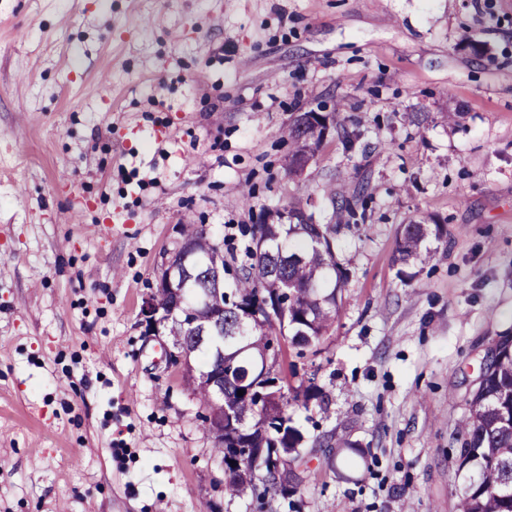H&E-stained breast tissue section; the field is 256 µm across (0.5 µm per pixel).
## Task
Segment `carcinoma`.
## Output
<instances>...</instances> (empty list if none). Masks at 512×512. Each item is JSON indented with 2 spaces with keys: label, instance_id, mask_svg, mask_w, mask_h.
<instances>
[{
  "label": "carcinoma",
  "instance_id": "obj_1",
  "mask_svg": "<svg viewBox=\"0 0 512 512\" xmlns=\"http://www.w3.org/2000/svg\"><path fill=\"white\" fill-rule=\"evenodd\" d=\"M296 222H267L251 229L264 239L261 253L251 252V263L240 273L235 287L226 288L210 269L212 257L220 247L197 225L185 230L196 253L188 260L191 281L182 291L183 316L164 325L176 356L189 361L199 360L194 376L185 377L188 385L206 406L208 430L219 421L229 427L231 410L235 419H246L245 427L234 442L216 443L222 459L239 461L235 468L225 466L224 491L232 497H252L258 512H265L267 496L285 490L287 476H292L297 489L308 478L311 453L304 452L303 436L292 426L288 415L289 399L303 398L304 403L318 398L314 387L285 392V377L278 376L279 385L272 393L278 400L258 399L257 393L237 394L238 372L246 365L247 355L234 357L240 335V305H245L254 319L247 343L252 351L267 352L278 337L299 347H309L325 336L336 320L342 301L345 273L333 251L332 228L315 224L301 213ZM442 239L440 225L407 224L398 248V261L404 265L423 260L430 251L431 241ZM282 293L284 307L281 317L271 319L263 314L262 304ZM211 295L224 305V313L206 335H192L189 316L197 311L200 296ZM224 372V385L215 390L208 377ZM280 448V457L259 455L255 448L263 440L262 433ZM461 448L457 458L455 478L462 484V512H512V339L499 338L493 355L482 368L480 382L466 399V414L460 432Z\"/></svg>",
  "mask_w": 512,
  "mask_h": 512
}]
</instances>
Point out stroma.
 Instances as JSON below:
<instances>
[{
  "label": "stroma",
  "mask_w": 512,
  "mask_h": 512,
  "mask_svg": "<svg viewBox=\"0 0 512 512\" xmlns=\"http://www.w3.org/2000/svg\"><path fill=\"white\" fill-rule=\"evenodd\" d=\"M337 101L289 172L296 114ZM294 207L346 279L279 360L330 445L272 512H458L465 400L512 335V0H0V512H255L140 312L185 225L229 286ZM413 221L443 238L403 265Z\"/></svg>",
  "instance_id": "1"
}]
</instances>
